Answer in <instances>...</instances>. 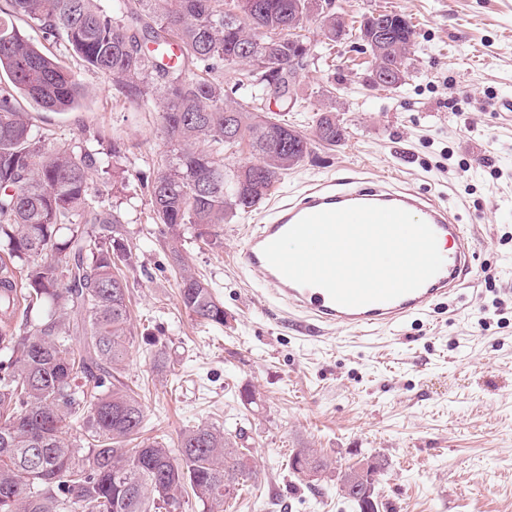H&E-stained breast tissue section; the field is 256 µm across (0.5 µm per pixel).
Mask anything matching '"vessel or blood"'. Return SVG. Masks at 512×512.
Here are the masks:
<instances>
[{
  "instance_id": "1",
  "label": "vessel or blood",
  "mask_w": 512,
  "mask_h": 512,
  "mask_svg": "<svg viewBox=\"0 0 512 512\" xmlns=\"http://www.w3.org/2000/svg\"><path fill=\"white\" fill-rule=\"evenodd\" d=\"M353 205L399 207L424 220L435 232L444 259L441 270L417 290L387 302L357 307L335 303L317 286H302L283 276L268 263L264 247L304 216ZM239 267L258 275L261 284L289 313L327 326L376 330L398 325L425 314L437 301L473 283L472 242L464 225L447 207L411 188L393 186L387 179L364 184L356 177L334 178L305 189L295 200L279 201L263 224L249 233L237 254Z\"/></svg>"
}]
</instances>
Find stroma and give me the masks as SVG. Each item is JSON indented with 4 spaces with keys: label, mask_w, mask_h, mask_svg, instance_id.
<instances>
[{
    "label": "stroma",
    "mask_w": 512,
    "mask_h": 512,
    "mask_svg": "<svg viewBox=\"0 0 512 512\" xmlns=\"http://www.w3.org/2000/svg\"><path fill=\"white\" fill-rule=\"evenodd\" d=\"M383 9L415 26L410 78L396 90L370 88L353 36L322 47L296 82L295 107L277 112L308 129L315 110L332 111L350 136L314 150L275 194L383 175L457 215L471 236L475 285L395 328L299 329L236 263L262 206L225 224L219 249L185 229L192 273L224 304L223 326L192 317L141 185L173 158L156 113L132 111L110 78L72 56L66 63L86 91L78 109L20 102L46 148L102 152L93 199L120 213L136 257L126 273L135 344L123 380L145 406V436L173 440L216 423L251 449L261 476L226 512H358L334 475L293 476L297 448L340 469L384 458L378 493L391 512H512V112L502 109L512 102V0H337L348 21ZM114 141L123 145L117 158L107 153ZM151 337L170 352L168 368H154Z\"/></svg>",
    "instance_id": "stroma-1"
}]
</instances>
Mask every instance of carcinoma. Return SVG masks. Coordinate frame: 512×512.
Masks as SVG:
<instances>
[{"instance_id": "1", "label": "carcinoma", "mask_w": 512, "mask_h": 512, "mask_svg": "<svg viewBox=\"0 0 512 512\" xmlns=\"http://www.w3.org/2000/svg\"><path fill=\"white\" fill-rule=\"evenodd\" d=\"M307 0H112L108 14L92 0H4L0 6V512H224L240 482L259 472L224 431L184 430L174 445L139 440L145 409L121 379L133 344L128 281L133 256L118 215L93 204L90 173L97 153L48 150L33 135L19 98L66 112L84 99L61 57L25 38L27 19L43 39L63 45L85 66L112 79L135 109L157 113L177 147L175 162L146 182L156 223L175 263L189 224L206 244H223V224L264 200L316 145L349 138L334 112L316 114L306 132L261 106L288 103V75L315 58L336 25L320 21L321 39L295 30ZM372 65L405 84L416 32L403 14L364 16L355 29ZM173 63L164 60L170 47ZM237 72L224 87V70ZM161 95L154 96L155 83ZM251 159L228 168L224 155L242 144ZM178 294L202 322L224 325V304L210 285L185 273ZM82 417L83 439L63 430ZM333 462L296 449L290 469ZM384 463H368L359 490L336 491L359 512H379ZM233 492L224 491L226 484Z\"/></svg>"}]
</instances>
